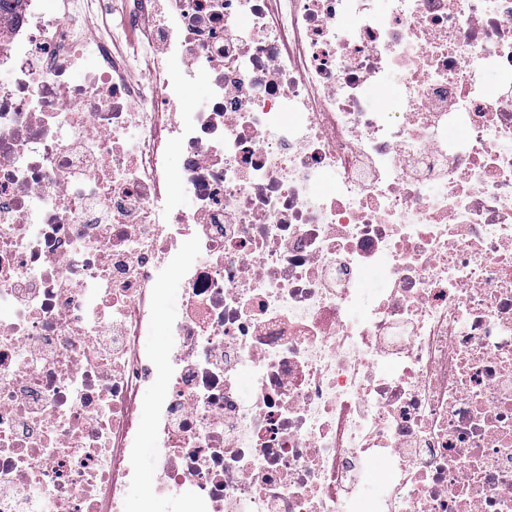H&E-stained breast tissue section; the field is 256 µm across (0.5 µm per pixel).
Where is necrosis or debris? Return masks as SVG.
I'll return each mask as SVG.
<instances>
[{
	"instance_id": "obj_1",
	"label": "necrosis or debris",
	"mask_w": 512,
	"mask_h": 512,
	"mask_svg": "<svg viewBox=\"0 0 512 512\" xmlns=\"http://www.w3.org/2000/svg\"><path fill=\"white\" fill-rule=\"evenodd\" d=\"M171 2L0 13V512H512V0ZM124 1L109 0L97 4L85 29V36L89 41H96L106 35V20L119 16L124 9ZM110 13V14H109ZM153 8H149L141 22L135 28L127 29L118 33L115 47L113 46V55L117 59L135 55L133 50L138 48V56L141 60L140 67L136 70L126 71L125 76L131 77L133 82L141 80L150 68L151 60L157 53H160V46L153 37V27L155 17L152 15ZM148 452L145 451L144 454ZM142 455L140 459V467L143 472V479L141 482L130 485L126 490V503L127 509L126 512H137L139 509V505L141 501L144 499L145 492L147 490V478L149 477L152 469V457H151V466L149 469H144L142 465ZM132 491V492H131Z\"/></svg>"
}]
</instances>
